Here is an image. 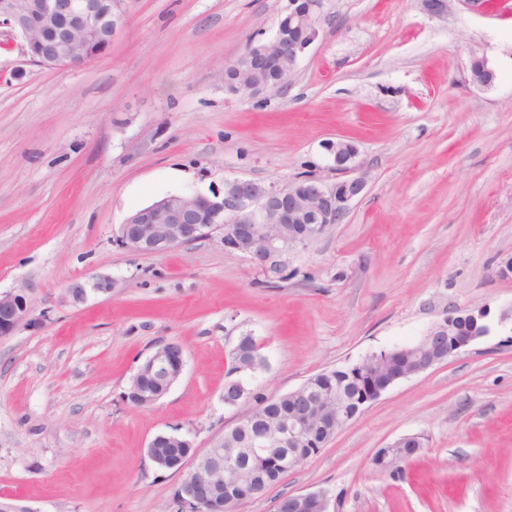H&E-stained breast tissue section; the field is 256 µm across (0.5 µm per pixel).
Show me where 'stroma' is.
Returning <instances> with one entry per match:
<instances>
[{
    "instance_id": "35a3bbf8",
    "label": "stroma",
    "mask_w": 512,
    "mask_h": 512,
    "mask_svg": "<svg viewBox=\"0 0 512 512\" xmlns=\"http://www.w3.org/2000/svg\"><path fill=\"white\" fill-rule=\"evenodd\" d=\"M322 0L326 18L285 92L244 100L224 65L271 40L288 0H127L100 57L31 67L0 47V291L33 308L0 339V496L33 512H165L178 475L146 454L157 434L200 446L243 415L225 406L239 336L262 347L249 386L271 398L310 376L418 340L451 312L512 307V0ZM483 56L495 74L469 80ZM359 149L366 188L342 224L299 250L276 288L223 231L164 255L123 249L121 225L170 194L225 181H325L323 143ZM108 294L63 302L71 283ZM185 353L153 407L123 398L158 347ZM423 446L399 475L378 449ZM325 492L328 512H512V329L368 404L241 512Z\"/></svg>"
}]
</instances>
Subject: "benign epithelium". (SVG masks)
I'll return each instance as SVG.
<instances>
[{
	"mask_svg": "<svg viewBox=\"0 0 512 512\" xmlns=\"http://www.w3.org/2000/svg\"><path fill=\"white\" fill-rule=\"evenodd\" d=\"M321 0H289L276 32L268 42L249 47L242 59L248 69L276 72L278 77L266 82L250 77H232L234 68L224 66V90L250 99L263 92H282L300 57L320 35L324 18ZM125 0H0V36L16 45L23 56V66L14 71L17 79L26 76L24 66L75 68L98 57L112 45V38L125 24ZM345 139L323 144L335 171L336 181L327 183L316 175L299 178L277 188L251 179L224 181V189L210 196L168 195L148 208L130 214L121 225L119 242L135 253L164 254L208 236L216 227H224V248L249 256L256 267L266 272L279 271L290 258L329 229L343 223L366 182L354 175L358 149L342 150ZM111 283L99 280L91 285L76 282L65 292L64 300L78 305L90 293H109ZM33 303V289L19 288L0 292V337L12 335L28 316ZM485 309L468 311L462 330L452 312L432 325L426 334L410 344L417 365L393 381L419 374L444 363L490 333ZM165 368L163 382L170 389L180 378L185 354L178 343L158 348L132 376L127 390L134 396L135 408H148L160 396L140 389V375L151 373L156 365ZM298 399L288 421L270 425L252 438L253 450L269 451L272 443L290 445L276 461L278 477L300 465L296 446L310 439L313 431L337 432L352 416L345 413L341 397L336 406L325 395L313 391L309 382L291 391ZM159 439L174 440L188 449L182 458L176 497L183 512H205L215 504L212 481L216 474L240 470L237 453L224 451V437L214 438L205 448L182 436L158 434L147 446V455L161 470H170L168 461L156 452ZM245 485L235 482L224 486L225 512H239L247 501ZM294 512H327V497L321 491L288 496Z\"/></svg>",
	"mask_w": 512,
	"mask_h": 512,
	"instance_id": "obj_1",
	"label": "benign epithelium"
}]
</instances>
